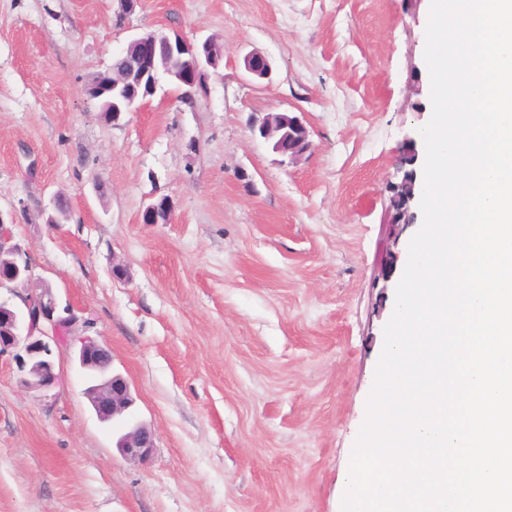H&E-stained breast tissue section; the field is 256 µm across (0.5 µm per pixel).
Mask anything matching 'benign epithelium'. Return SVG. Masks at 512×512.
Returning a JSON list of instances; mask_svg holds the SVG:
<instances>
[{
	"label": "benign epithelium",
	"mask_w": 512,
	"mask_h": 512,
	"mask_svg": "<svg viewBox=\"0 0 512 512\" xmlns=\"http://www.w3.org/2000/svg\"><path fill=\"white\" fill-rule=\"evenodd\" d=\"M136 52L129 58L128 70L109 68L94 77L84 87L85 95L98 100L107 94L112 98V121L116 122L124 112L132 111L134 99L125 95L128 73L137 72L142 80H150L152 88L158 87V75L164 73L179 80L185 94L201 85L205 78V67L214 66L215 58L222 54V47L208 39L198 46L186 41L180 34H143L131 41ZM244 69L254 80H268L272 69L267 58L259 52H250L244 57ZM252 130L259 133L274 150L283 153V127L280 114L270 113L252 123ZM421 136L416 133L405 138L400 157L403 175L401 181L390 186L391 192L403 198L405 209L400 219H391L393 227L415 223L412 203L416 198L417 172L415 164L419 158ZM173 204L169 197L162 196L148 204L143 213L172 214ZM399 254L392 252L381 265L379 276L384 287H389L396 272ZM32 279L31 266L22 258V252L12 243L8 229L0 226V288ZM22 306L11 309L0 301V356L17 352L20 385L25 389L50 391L59 382L56 354L62 350L78 348L79 363L93 367L103 380L90 392L91 403L97 417L103 421L122 415L132 404L130 385L125 378L112 374V353L103 344L90 336L74 335L75 318L58 313V303L52 290L43 288L39 292H28L20 296ZM123 455L134 461L148 460L155 447L154 432L137 426L125 434L118 443Z\"/></svg>",
	"instance_id": "benign-epithelium-1"
}]
</instances>
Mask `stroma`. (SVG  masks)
<instances>
[{
  "mask_svg": "<svg viewBox=\"0 0 512 512\" xmlns=\"http://www.w3.org/2000/svg\"><path fill=\"white\" fill-rule=\"evenodd\" d=\"M429 0H0V221L28 290L112 351L131 408L104 422L94 371L51 392L0 356V512H341L394 289L386 251L404 139L429 119ZM223 48L191 96L110 122L85 84L136 36ZM252 51L269 80L245 72ZM302 113L298 161L251 129ZM71 216L48 223L54 196ZM170 196L169 223L145 224ZM126 274L115 278L114 265ZM155 434L148 461L119 438ZM244 69L254 80H269L272 69L267 58L259 52H250L244 57Z\"/></svg>",
  "mask_w": 512,
  "mask_h": 512,
  "instance_id": "1",
  "label": "stroma"
}]
</instances>
